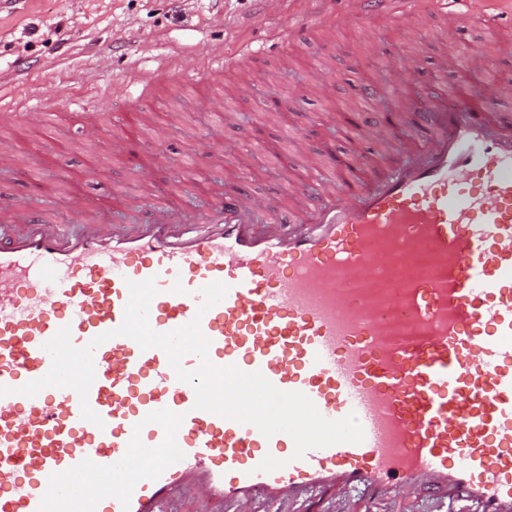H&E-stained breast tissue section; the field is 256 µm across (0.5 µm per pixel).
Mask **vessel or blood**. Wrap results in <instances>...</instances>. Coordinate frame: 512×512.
Instances as JSON below:
<instances>
[{
	"instance_id": "1",
	"label": "vessel or blood",
	"mask_w": 512,
	"mask_h": 512,
	"mask_svg": "<svg viewBox=\"0 0 512 512\" xmlns=\"http://www.w3.org/2000/svg\"><path fill=\"white\" fill-rule=\"evenodd\" d=\"M428 1L345 0L336 21L416 20ZM467 9L512 23L494 0ZM429 118L432 136L386 174L306 215L285 207L258 225L250 197H218L187 234L181 211L158 200L144 228L117 232L101 208L79 237L29 217L0 239V512L59 501L66 512H168L185 483L196 512L351 487L374 501L432 490L512 512V118L475 90L451 92ZM476 178L483 191H469ZM422 253L430 273L381 295ZM150 277L154 330L199 320L213 364L261 372L327 419L355 414L363 442L294 460L289 435L196 409L163 350L115 333L128 281ZM215 282L225 298L199 312ZM395 317L413 332L391 338ZM64 327L78 347L107 337L86 402L101 424L82 418L72 389L19 392L49 372L44 345ZM268 455L285 467L258 471Z\"/></svg>"
}]
</instances>
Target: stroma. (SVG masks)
<instances>
[{
	"label": "stroma",
	"mask_w": 512,
	"mask_h": 512,
	"mask_svg": "<svg viewBox=\"0 0 512 512\" xmlns=\"http://www.w3.org/2000/svg\"><path fill=\"white\" fill-rule=\"evenodd\" d=\"M321 19L297 44L272 36L289 22ZM467 43L428 12L414 23L377 16L337 26L318 0H8L0 5V86L46 104L45 125L24 113L0 118V215L20 210L71 235L83 234L82 200L104 205L117 229L140 226L167 200L194 221L218 195L243 193L255 220L292 203L318 206L345 180L323 182L325 146L361 177L381 176L431 128L416 113L439 85H471L512 113V29L487 34L472 19ZM244 44L256 55L209 69L212 53ZM489 67H465L467 45ZM418 62L412 83L398 66ZM239 91L229 116L214 108L225 87ZM376 88L375 120L385 136L361 131L359 94ZM285 103L268 109V100Z\"/></svg>",
	"instance_id": "obj_1"
}]
</instances>
